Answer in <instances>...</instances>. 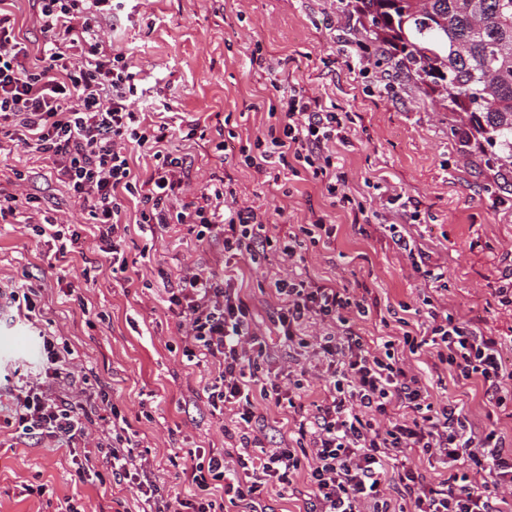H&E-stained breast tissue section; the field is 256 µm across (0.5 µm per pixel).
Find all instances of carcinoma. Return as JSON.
<instances>
[{
    "label": "carcinoma",
    "mask_w": 512,
    "mask_h": 512,
    "mask_svg": "<svg viewBox=\"0 0 512 512\" xmlns=\"http://www.w3.org/2000/svg\"><path fill=\"white\" fill-rule=\"evenodd\" d=\"M349 2L373 22L383 9L382 0ZM393 14L392 47L410 44L405 59L420 78L434 63L445 65L448 79L437 85L438 96L486 141H496L512 165V0H405ZM438 14L448 27L427 25Z\"/></svg>",
    "instance_id": "carcinoma-1"
}]
</instances>
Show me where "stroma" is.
I'll use <instances>...</instances> for the list:
<instances>
[{"label":"stroma","instance_id":"obj_1","mask_svg":"<svg viewBox=\"0 0 512 512\" xmlns=\"http://www.w3.org/2000/svg\"><path fill=\"white\" fill-rule=\"evenodd\" d=\"M371 28L370 19L338 0H144L105 38L148 76L147 99L170 104L172 125H197L199 138L179 144L195 157L189 194L216 176L239 200L266 212L276 234L314 213L335 224V241L309 247L302 267L314 279L365 294L370 314L355 323L361 336H398L427 322L428 297L485 335H510L512 309L499 304L496 290L512 272V166L478 146L459 114L418 82L411 65L391 56ZM257 47L268 68L251 63ZM289 84L344 119L350 144L341 155L356 209L332 205L311 174H259L239 164L240 147L271 124L270 107ZM219 141L221 154L213 150ZM18 170L43 199L33 223L52 217L74 224L82 239L58 262L46 238L0 226V283L26 271L41 278L33 320L0 308V512H60L69 498L87 512L120 505L134 512L133 490L76 475L75 456L107 470L93 440L108 426L80 396L83 380L108 392L161 485L185 492L183 470L212 449L229 448L237 417L229 409L213 413L214 372L184 356L178 320L164 302L166 280L193 264L219 278L234 276L269 345L267 364L276 368L285 351L269 321L271 285L297 267L272 252L228 259L222 243L202 245L182 230L154 238L133 232L122 246L128 269L113 275L88 214L57 181L51 161L18 150L0 155L1 194L16 192ZM392 222L415 239L414 256L392 242L385 229ZM46 335L55 337L63 360L52 391L93 416L91 439L38 442L4 423L19 379L35 376L43 362ZM429 381L435 400L462 402L475 423L512 437V419L489 421L479 383L455 382L443 368ZM30 485L44 486V494L27 493Z\"/></svg>","mask_w":512,"mask_h":512}]
</instances>
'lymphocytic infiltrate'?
I'll list each match as a JSON object with an SVG mask.
<instances>
[{"mask_svg":"<svg viewBox=\"0 0 512 512\" xmlns=\"http://www.w3.org/2000/svg\"><path fill=\"white\" fill-rule=\"evenodd\" d=\"M43 35L37 57H30L15 35L12 14L0 7V129L24 152L52 159L57 178L86 210L112 269L122 272L121 252L129 226L124 200L138 198L136 224L157 234L184 226L197 242L221 241L232 257L254 256L274 247L298 264L306 245L330 242L335 225L323 216L274 238L270 220L257 208L235 202L223 178L210 179L198 196L181 202L195 159L174 149L167 121L135 108L139 72L129 57L107 45L97 18L119 14L125 0H37ZM276 121L257 135L240 159L263 172L278 166L312 172L328 195L344 194L346 177L336 145L348 144L338 113L306 91L289 88L271 109ZM150 152L155 165L146 179L131 168L130 145ZM167 309L179 320L188 359L211 365L215 377L210 404L231 409L239 419L235 467L223 452L211 453L185 477L188 497L164 493L147 458L136 455L129 423L113 411L106 393H94L109 415L112 433L96 449L112 483L135 489L141 512H224L213 488L223 485L231 500L249 512H271L260 501L267 487H291L292 477L308 466L310 489L304 512H393L389 483L403 489L411 512H512V442L498 431L472 423L463 406L433 402L421 372L408 355L428 350L453 379L477 381L487 403L499 412L512 408V367L503 358L506 339L478 333L472 323L430 309L419 336L404 332L371 349L352 321L367 317L365 298L335 284L296 275L274 283L276 304L270 321L288 349V376L259 377L268 344L255 327L250 308L232 279H217L202 267L168 282ZM319 333H311L313 325ZM315 360L325 394L314 410L301 401L305 365ZM276 406L292 411L295 447H264L254 435L253 385ZM12 418L36 440L71 441L88 434V416L44 388L26 383L15 398ZM435 457L448 476L438 485L424 482L399 465L406 451Z\"/></svg>","mask_w":512,"mask_h":512,"instance_id":"f902f5d3","label":"lymphocytic infiltrate"}]
</instances>
